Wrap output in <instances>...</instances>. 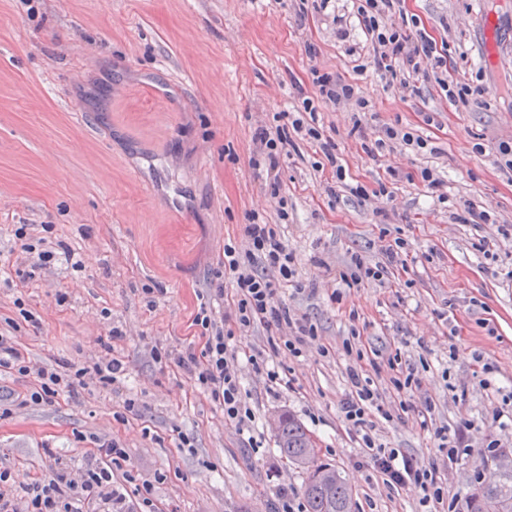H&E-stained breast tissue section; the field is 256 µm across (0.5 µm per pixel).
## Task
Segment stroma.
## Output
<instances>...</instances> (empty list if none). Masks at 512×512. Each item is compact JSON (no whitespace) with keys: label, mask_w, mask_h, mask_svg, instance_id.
<instances>
[{"label":"stroma","mask_w":512,"mask_h":512,"mask_svg":"<svg viewBox=\"0 0 512 512\" xmlns=\"http://www.w3.org/2000/svg\"><path fill=\"white\" fill-rule=\"evenodd\" d=\"M402 8L446 59L442 68L425 60L406 88L369 68L351 0L302 14L292 0H0V333L38 365L124 364L111 387L51 404L29 402L33 376L0 372L9 410L0 465L14 497L48 467L77 470L101 438L127 450L132 512L144 481L154 484L151 512H275L282 496L303 500L305 475L276 442L274 420L288 411L319 461L347 479L356 512H422L421 490H388L343 420L347 372L362 357L376 362L370 377L394 415L376 422L381 442L436 462L457 506L494 480L489 443L512 450V408L501 401L512 391V236L501 232L512 226V175L497 165L499 144L512 142V0ZM315 69L367 100L366 136L399 125L438 152L399 145L373 156L351 131L355 102L322 104L346 181L315 144L295 139L280 168L283 225L248 166L252 136L299 109ZM442 78L482 92L451 104ZM426 167L444 180L442 195L424 186ZM469 205L491 223H457ZM255 217L280 224L299 281L281 301L318 338L296 357L271 350L262 324L236 331L230 348L252 412L239 429L171 355L203 350L194 318L224 272L225 244L245 246ZM19 224L31 240L75 249L82 268L11 255ZM354 253L386 264L383 280L339 284ZM348 338L355 354L343 349ZM271 370L280 382L268 381ZM408 371L421 387L397 393L389 379ZM440 427L465 431L469 449L455 462L438 451Z\"/></svg>","instance_id":"1"}]
</instances>
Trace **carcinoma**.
Wrapping results in <instances>:
<instances>
[{"mask_svg":"<svg viewBox=\"0 0 512 512\" xmlns=\"http://www.w3.org/2000/svg\"><path fill=\"white\" fill-rule=\"evenodd\" d=\"M278 448L291 464L309 471L303 487L305 512H355L353 493L345 478L334 468L315 464L314 441L291 415H281ZM499 480L474 492L466 512H512V452L494 457Z\"/></svg>","mask_w":512,"mask_h":512,"instance_id":"cac0c4a2","label":"carcinoma"}]
</instances>
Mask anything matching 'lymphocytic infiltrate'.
<instances>
[{"label": "lymphocytic infiltrate", "instance_id": "lymphocytic-infiltrate-1", "mask_svg": "<svg viewBox=\"0 0 512 512\" xmlns=\"http://www.w3.org/2000/svg\"><path fill=\"white\" fill-rule=\"evenodd\" d=\"M353 8L372 48L377 74L391 81L401 74L419 75L422 61L432 56L433 48L427 35L408 21L401 0H353ZM312 85L314 93L303 98L301 111L279 113L278 125L260 126L254 134L255 155L251 165L263 173L271 195L278 198L279 213L283 216L288 213V201L279 195V168L294 136L318 142L321 152L336 169L337 181L346 178L334 143L325 139L319 129L316 100L335 104L352 100L358 108L366 106L364 100L357 98L352 85L333 81L328 74L313 71ZM245 238L246 249L232 244L224 247V274L231 278L235 289V322L242 328L257 323L288 328L290 336L281 340L272 336L268 342L273 347L284 344L290 352L300 353L304 345L316 339L317 329L293 319L279 300L282 285L295 281L296 257L273 225H246ZM195 322L207 337L204 351L199 356L186 353L177 362L194 383L209 391L212 399L223 407L225 421L243 426L251 414L242 404L238 369L229 349L233 332L226 329L224 319L215 318L212 310L205 307L197 313ZM0 368L34 375L37 389L30 396L34 403L54 402L63 393L78 395L91 379L109 386L123 371L121 362L115 358L71 371L37 367L25 360L13 337L1 334ZM348 376L352 391L343 400L341 411L349 430L358 434L383 485L391 490L413 485L423 492L422 504L443 503L444 487L438 465L422 463L379 442L372 434L374 419L389 421L393 415L361 370L350 368ZM127 460L126 450L116 441H104L77 473L60 468L42 472L20 502L6 489L9 470L0 468V512H87L91 506L96 512H129L124 494L113 483L117 474L124 481H132V472L125 467Z\"/></svg>", "mask_w": 512, "mask_h": 512}]
</instances>
